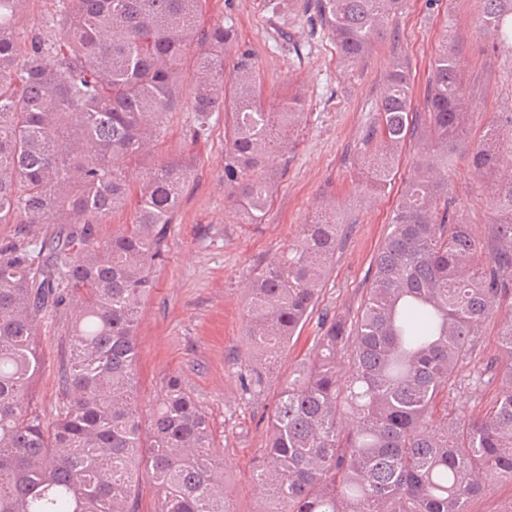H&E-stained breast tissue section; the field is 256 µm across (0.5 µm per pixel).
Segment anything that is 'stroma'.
I'll use <instances>...</instances> for the list:
<instances>
[{"instance_id":"35a3bbf8","label":"stroma","mask_w":512,"mask_h":512,"mask_svg":"<svg viewBox=\"0 0 512 512\" xmlns=\"http://www.w3.org/2000/svg\"><path fill=\"white\" fill-rule=\"evenodd\" d=\"M480 0H406L389 24L387 38L351 66L338 60L336 46L307 0H203L200 26L231 21L239 45L251 49L260 70V102L270 110L294 92L306 98V114L295 129L283 176L277 177L265 217L238 222L229 211L224 180V115L215 113L205 135L194 133L195 114L170 115L149 154L127 161L131 184L154 165L174 157L194 162L180 209L171 226L168 255L154 291L144 302L137 328V396L150 412L165 377L178 375L205 409L215 444L224 455V491L231 512H265L253 468L267 446V418L289 366L303 358L321 335L323 315L357 313L370 281L371 260L385 237L404 181L413 172V146H404L397 175L384 191L365 188L363 134L371 107L383 90L393 58L411 78V109L422 112L431 65L445 40L458 46L470 108L469 142L489 126H505L512 114V55L498 49L480 21ZM453 209L476 233L493 215L489 179L468 163L465 151L448 159ZM332 200L341 223L352 230L331 262L316 307L298 341L287 347L265 379L261 394H246L241 377L256 359L247 344L244 299L249 271L268 260L311 223L321 204ZM512 315L504 298L482 324L472 355L482 366L501 355L500 332ZM65 315L41 319L37 341L43 368L30 388L33 407L52 419L62 404L59 369L68 351ZM496 385L473 384L461 369L436 405L437 415L480 417L494 406Z\"/></svg>"}]
</instances>
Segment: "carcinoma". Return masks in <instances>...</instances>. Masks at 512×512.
I'll use <instances>...</instances> for the list:
<instances>
[{
	"label": "carcinoma",
	"mask_w": 512,
	"mask_h": 512,
	"mask_svg": "<svg viewBox=\"0 0 512 512\" xmlns=\"http://www.w3.org/2000/svg\"><path fill=\"white\" fill-rule=\"evenodd\" d=\"M22 2L0 0V224L53 216L60 227L38 248L27 230L0 244V512H139L143 471L157 489L153 512H231L224 458L200 402L176 375L146 420L136 395L140 306L156 286L192 164L152 168L133 223L108 236L99 225L127 204L124 161L148 152L185 105L201 135L213 113H225L231 208L261 223L303 97L265 110L251 50L228 20L200 28L201 0H60L54 37L35 31L25 48ZM403 5L312 0L343 64L369 54ZM482 23L512 54V0H482ZM466 104L454 47L434 61L421 125L410 115L405 67L393 63L363 135L371 186L390 183L409 138L415 174L373 256L357 316L325 317L312 355L276 395L255 473L273 512H468L487 481L512 480V318L501 330L504 358L475 377L497 384L492 411L452 420L434 412L481 324L512 292V177L500 171L512 117L468 152L495 177L487 236L448 209V150L463 137ZM321 208L250 271L245 336L261 362L299 335L342 242L336 205ZM51 312L68 316L71 330L65 402L45 423L30 412L29 389L42 369L38 319ZM263 383L259 367L241 380L256 393Z\"/></svg>",
	"instance_id": "carcinoma-1"
}]
</instances>
